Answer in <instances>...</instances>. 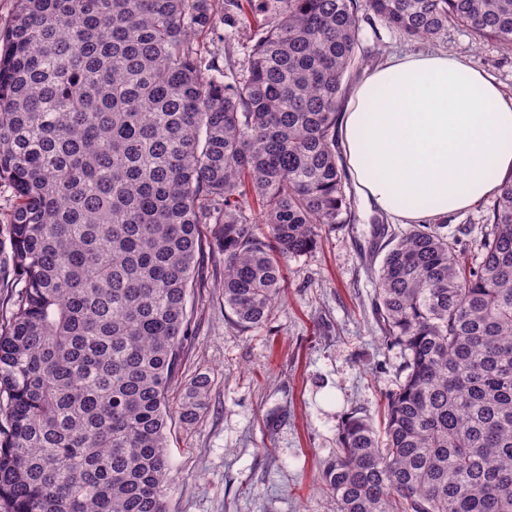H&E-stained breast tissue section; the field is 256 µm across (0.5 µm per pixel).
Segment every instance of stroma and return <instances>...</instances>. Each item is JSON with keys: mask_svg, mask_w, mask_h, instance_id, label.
Segmentation results:
<instances>
[{"mask_svg": "<svg viewBox=\"0 0 512 512\" xmlns=\"http://www.w3.org/2000/svg\"><path fill=\"white\" fill-rule=\"evenodd\" d=\"M420 50L472 59L512 92V48L460 26L435 41L413 39L375 16L360 21L365 64L345 74L344 92L386 56ZM353 211V223L322 228L316 248L289 261L281 301L247 332L224 308V256L203 226L201 286L187 303L191 334L175 380L205 372L212 385L202 418L171 428L168 512H334L319 476L338 432L354 412L381 424L402 361L377 330L371 270L384 256L378 226L406 227L358 199Z\"/></svg>", "mask_w": 512, "mask_h": 512, "instance_id": "1", "label": "stroma"}]
</instances>
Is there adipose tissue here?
<instances>
[{"mask_svg":"<svg viewBox=\"0 0 512 512\" xmlns=\"http://www.w3.org/2000/svg\"><path fill=\"white\" fill-rule=\"evenodd\" d=\"M339 134L358 195L405 224L468 210L512 176V94L442 51L370 68Z\"/></svg>","mask_w":512,"mask_h":512,"instance_id":"obj_1","label":"adipose tissue"}]
</instances>
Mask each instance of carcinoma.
Segmentation results:
<instances>
[{
  "mask_svg": "<svg viewBox=\"0 0 512 512\" xmlns=\"http://www.w3.org/2000/svg\"><path fill=\"white\" fill-rule=\"evenodd\" d=\"M0 30V512H167V434L211 379L169 393L189 336L200 226L224 307L262 326L284 264L352 221L338 116L359 13L415 39L512 44V0H274L233 51L202 52L241 0H15ZM258 206L261 223L247 215ZM444 224L390 240L375 316L403 380L378 433L342 425L336 512H512V178L473 251Z\"/></svg>",
  "mask_w": 512,
  "mask_h": 512,
  "instance_id": "obj_1",
  "label": "carcinoma"
}]
</instances>
